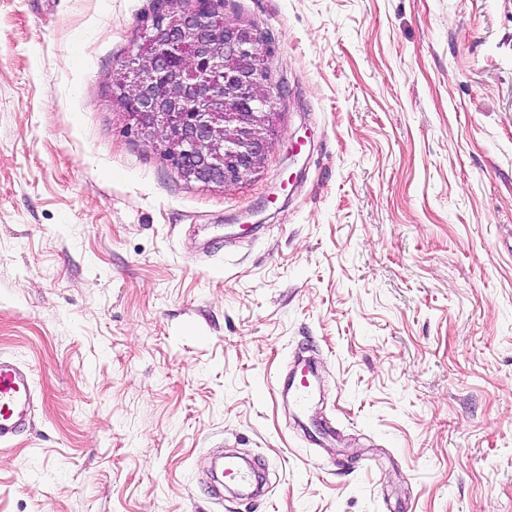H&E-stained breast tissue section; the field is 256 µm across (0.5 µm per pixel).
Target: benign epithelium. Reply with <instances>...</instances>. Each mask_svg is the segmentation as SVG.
I'll return each mask as SVG.
<instances>
[{
  "mask_svg": "<svg viewBox=\"0 0 512 512\" xmlns=\"http://www.w3.org/2000/svg\"><path fill=\"white\" fill-rule=\"evenodd\" d=\"M222 9L160 0L112 88L129 125L185 181L226 188L263 167L277 112L260 34Z\"/></svg>",
  "mask_w": 512,
  "mask_h": 512,
  "instance_id": "benign-epithelium-1",
  "label": "benign epithelium"
}]
</instances>
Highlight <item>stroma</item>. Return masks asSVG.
Returning <instances> with one entry per match:
<instances>
[{
  "label": "stroma",
  "instance_id": "1",
  "mask_svg": "<svg viewBox=\"0 0 512 512\" xmlns=\"http://www.w3.org/2000/svg\"><path fill=\"white\" fill-rule=\"evenodd\" d=\"M156 2L0 0V356L35 389L0 512H512V0H224L281 93L229 189L112 101ZM230 451L263 496L209 480Z\"/></svg>",
  "mask_w": 512,
  "mask_h": 512
}]
</instances>
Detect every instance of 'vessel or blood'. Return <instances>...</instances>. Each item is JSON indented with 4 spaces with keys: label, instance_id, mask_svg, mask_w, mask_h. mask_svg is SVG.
I'll return each mask as SVG.
<instances>
[{
    "label": "vessel or blood",
    "instance_id": "1",
    "mask_svg": "<svg viewBox=\"0 0 512 512\" xmlns=\"http://www.w3.org/2000/svg\"><path fill=\"white\" fill-rule=\"evenodd\" d=\"M34 383L29 370L0 358V444L13 440L30 423Z\"/></svg>",
    "mask_w": 512,
    "mask_h": 512
}]
</instances>
